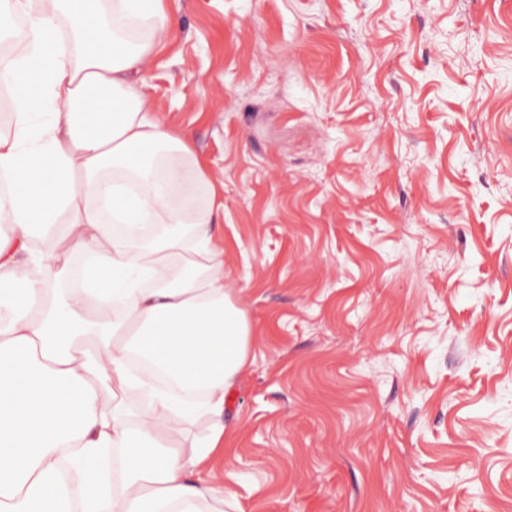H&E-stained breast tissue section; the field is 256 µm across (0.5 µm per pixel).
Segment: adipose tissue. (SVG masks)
Wrapping results in <instances>:
<instances>
[{"instance_id":"adipose-tissue-1","label":"adipose tissue","mask_w":512,"mask_h":512,"mask_svg":"<svg viewBox=\"0 0 512 512\" xmlns=\"http://www.w3.org/2000/svg\"><path fill=\"white\" fill-rule=\"evenodd\" d=\"M0 0L27 21L0 133V512H223L224 396L253 325L224 286L210 180L146 73L166 0ZM168 231L141 244V231ZM83 275L70 287L73 252ZM149 278L153 287H141ZM140 355L170 382L130 405ZM204 414L201 441L178 437Z\"/></svg>"}]
</instances>
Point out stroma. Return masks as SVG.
I'll list each match as a JSON object with an SVG mask.
<instances>
[{
  "mask_svg": "<svg viewBox=\"0 0 512 512\" xmlns=\"http://www.w3.org/2000/svg\"><path fill=\"white\" fill-rule=\"evenodd\" d=\"M147 82L254 326L224 512H512V0H180Z\"/></svg>",
  "mask_w": 512,
  "mask_h": 512,
  "instance_id": "1",
  "label": "stroma"
}]
</instances>
